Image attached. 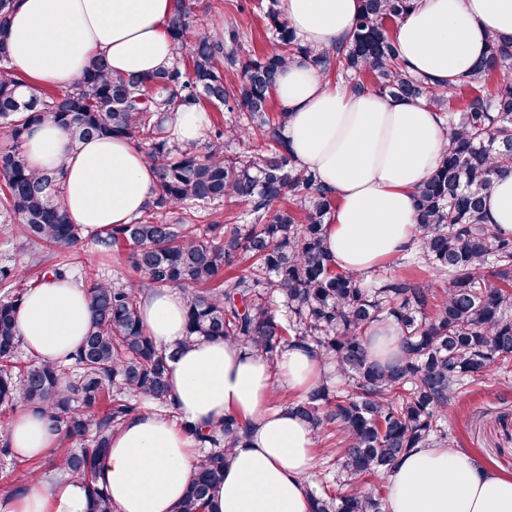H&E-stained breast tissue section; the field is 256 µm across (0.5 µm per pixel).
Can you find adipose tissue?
<instances>
[{"mask_svg":"<svg viewBox=\"0 0 512 512\" xmlns=\"http://www.w3.org/2000/svg\"><path fill=\"white\" fill-rule=\"evenodd\" d=\"M283 5L296 34L320 48L341 43L358 10V0ZM174 6V0H17L7 30L9 63L21 78L48 87L73 84L100 58L116 74L156 73L174 61L167 31ZM493 34L512 36V0H419L394 30L408 70L440 86L468 75ZM275 95L289 112L285 143L335 197L327 252L339 268L369 277L415 237V193L447 144L442 116L419 102L338 86L299 59L281 71ZM208 123L193 104L170 113L164 126L172 143L191 146ZM25 150L33 169H61L60 201L85 235L132 223L154 195L156 171L131 139L75 144L61 127L43 123L30 128ZM484 212L487 223L512 233V174L495 181ZM139 310L145 332L175 354L170 384L179 419L205 427L231 414L247 428L215 491L217 512H311L316 434L271 401L276 384L306 392L329 365L300 349L273 362L221 339L183 346L185 306L176 288L144 289ZM90 321L87 295L71 279L31 289L16 312L25 349L43 362L74 353ZM178 421L143 411L113 436L97 480L115 512H176L201 459ZM4 437L26 459L42 457L60 440L32 409L19 412ZM386 500L388 512H512V474L458 448H416L388 474ZM89 510L85 483L67 475L47 489L34 478L23 494H0V512Z\"/></svg>","mask_w":512,"mask_h":512,"instance_id":"obj_1","label":"adipose tissue"}]
</instances>
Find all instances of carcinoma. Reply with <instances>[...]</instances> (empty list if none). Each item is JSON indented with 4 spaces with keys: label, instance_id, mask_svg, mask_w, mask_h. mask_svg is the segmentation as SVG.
<instances>
[{
    "label": "carcinoma",
    "instance_id": "obj_1",
    "mask_svg": "<svg viewBox=\"0 0 512 512\" xmlns=\"http://www.w3.org/2000/svg\"><path fill=\"white\" fill-rule=\"evenodd\" d=\"M416 0H359L346 41L333 50L301 42L269 0L267 46L244 63L243 34L188 44L199 21L193 0H177L167 28L176 58L146 77L114 74L98 59L75 83L39 92L9 65L0 38V215L11 233L37 248L26 265H0V411L22 401L76 443L52 461L59 475L82 479L91 512H114L97 482V466L112 434L144 405L177 413L169 384L174 354L148 336L138 293L178 288L186 307L185 342L220 338L273 360L302 349L333 367L287 407L315 433L336 437L326 454L346 479L342 491L312 494V512H385L380 491L364 483L386 476L413 448L448 444L446 421L469 379L512 373V234L484 222L483 200L495 179L512 173V37L489 40L486 57L464 80L444 88L411 74L389 25ZM303 58L357 90L374 80L382 94L422 101L447 116L448 146L415 196L417 237L406 274L370 282L336 266L324 247L334 197L316 172L302 167L283 141L288 112L268 116L276 79ZM240 67L237 84L224 79ZM247 113L252 125L218 129L203 145L182 147L164 135V115L184 103ZM51 120L73 141L129 138L145 146L157 171L151 203L130 224L100 240L104 250L129 249L139 279L81 280L92 322L79 349L60 363L21 359L14 313L42 250H66L82 239L59 201V174L34 171L23 145L29 126ZM254 144L249 156L228 153ZM233 199L246 205L235 224H206L208 206ZM178 209L172 222L158 213ZM448 280L441 288L429 279ZM281 294L279 317L260 288ZM391 322L399 349L385 359L368 349V332ZM181 425L206 449L177 512H216L213 493L224 481L230 450L246 426L232 415L204 431Z\"/></svg>",
    "mask_w": 512,
    "mask_h": 512
}]
</instances>
